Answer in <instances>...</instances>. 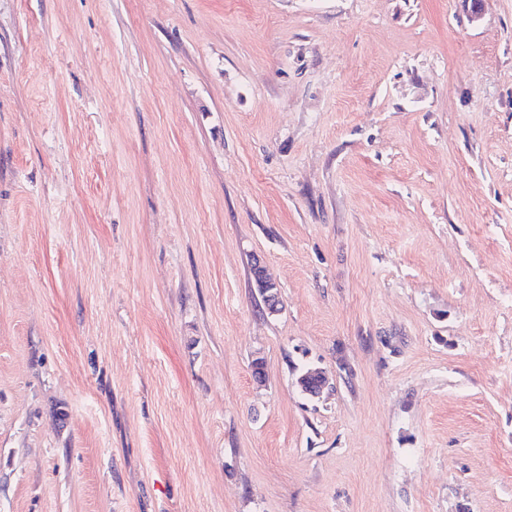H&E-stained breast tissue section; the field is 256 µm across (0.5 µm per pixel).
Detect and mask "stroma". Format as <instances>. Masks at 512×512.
Segmentation results:
<instances>
[{
	"mask_svg": "<svg viewBox=\"0 0 512 512\" xmlns=\"http://www.w3.org/2000/svg\"><path fill=\"white\" fill-rule=\"evenodd\" d=\"M0 512H512V0H0Z\"/></svg>",
	"mask_w": 512,
	"mask_h": 512,
	"instance_id": "35a3bbf8",
	"label": "stroma"
}]
</instances>
